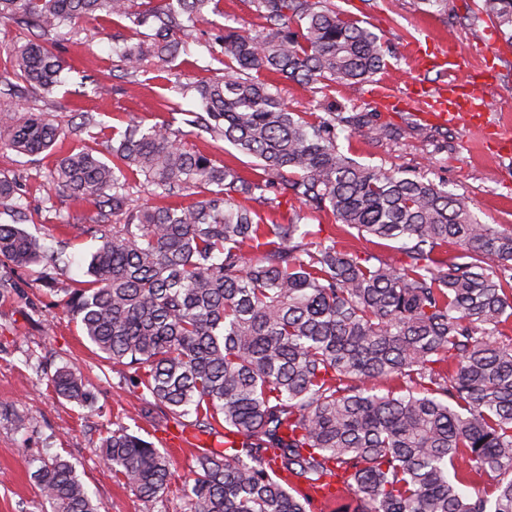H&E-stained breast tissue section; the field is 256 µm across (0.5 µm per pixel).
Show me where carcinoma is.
Masks as SVG:
<instances>
[{"label":"carcinoma","instance_id":"carcinoma-1","mask_svg":"<svg viewBox=\"0 0 512 512\" xmlns=\"http://www.w3.org/2000/svg\"><path fill=\"white\" fill-rule=\"evenodd\" d=\"M261 36L226 29L207 46L205 82H179L201 111L183 123L213 146L253 160L248 179L182 141L177 110L118 131L80 113L74 134L94 146L59 157L52 185L89 201L97 238L86 279L63 277L67 242L47 251L0 224V263L42 266L83 336L112 366L133 370L138 414L194 417L224 448H199L191 512H312L313 492L336 512H512V226L482 224L468 198L422 177L357 163L336 128L366 115L322 106L291 112L251 72L309 89L367 82L384 69L380 38L326 0H248ZM224 0H0L17 28L9 51L23 91L46 97L68 68L44 43L84 18L126 20L121 51L136 85L148 63L177 57L184 38ZM512 44V0H482ZM62 134L44 112L0 106V148L51 149ZM145 187L154 203L133 204ZM19 187L0 176V207L22 220ZM196 194L188 205L177 200ZM301 209L285 224L262 209ZM330 211L341 232L398 243L397 259L351 251L303 223ZM460 249L450 263L434 254ZM48 385L84 407L93 393L59 367ZM113 481L153 500L168 489V453L120 426L100 442ZM493 481L476 494L467 489ZM50 512H102L68 460L36 471Z\"/></svg>","mask_w":512,"mask_h":512}]
</instances>
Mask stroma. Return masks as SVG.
Wrapping results in <instances>:
<instances>
[{
  "mask_svg": "<svg viewBox=\"0 0 512 512\" xmlns=\"http://www.w3.org/2000/svg\"><path fill=\"white\" fill-rule=\"evenodd\" d=\"M330 7L376 33L386 50V67L363 83L333 84L313 93L278 78L273 91L288 109L315 116L324 101L363 112L378 124L391 126L395 138L375 140L367 130L343 131L341 150L354 160L387 171L405 170L448 190L465 195L470 209L484 224H512V150L489 142L485 153L472 155L474 133L462 125L424 122L409 93L417 86L432 89L448 81L436 72L412 69L407 43L415 39L434 49L444 37L466 57L467 80L475 82L491 111L487 121L512 114V47L499 28L480 14L481 0H447L431 6L424 0H330ZM261 34L263 22L247 0H224V12L208 15L176 57L170 70L149 66L139 83L128 86L117 56L128 35L118 23L87 18L71 40L52 43V51L84 72L85 84L67 83L45 99L9 97L20 112H46L62 128L77 124L78 109L98 112L106 124L124 128L128 122L147 125L167 119L164 100L179 110L196 109L195 99L181 97L170 73L195 82L211 79L205 68V47L221 28ZM105 83L107 92L95 90ZM79 136L58 139L52 150L26 165L13 162L11 151L0 150V172L15 176L26 217L20 227L47 247H56L63 233L61 218L90 217L95 207L79 204L53 189L49 173L57 157L83 147ZM74 366L94 387V408L57 396L36 380L63 365ZM127 370L96 355L72 313L40 280L39 267L17 270L0 265V512H41V491L34 476L40 460L61 456L75 466L92 495L106 512H190V488L196 468L197 444L208 443L191 419L174 422L158 411L136 417L137 392L126 380ZM26 421L15 426L16 417ZM141 435L171 457L173 476L168 490L148 502L130 487L117 486L112 471L99 458L98 445L106 432L118 427Z\"/></svg>",
  "mask_w": 512,
  "mask_h": 512,
  "instance_id": "1",
  "label": "stroma"
}]
</instances>
